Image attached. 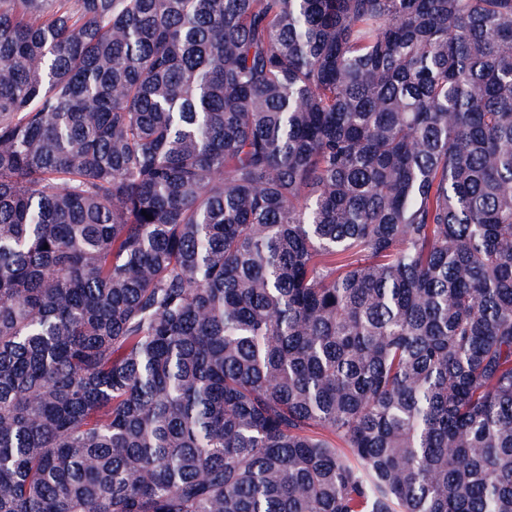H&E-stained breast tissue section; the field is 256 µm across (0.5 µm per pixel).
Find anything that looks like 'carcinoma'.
<instances>
[{
	"mask_svg": "<svg viewBox=\"0 0 512 512\" xmlns=\"http://www.w3.org/2000/svg\"><path fill=\"white\" fill-rule=\"evenodd\" d=\"M0 512H512V0H0Z\"/></svg>",
	"mask_w": 512,
	"mask_h": 512,
	"instance_id": "1",
	"label": "carcinoma"
}]
</instances>
